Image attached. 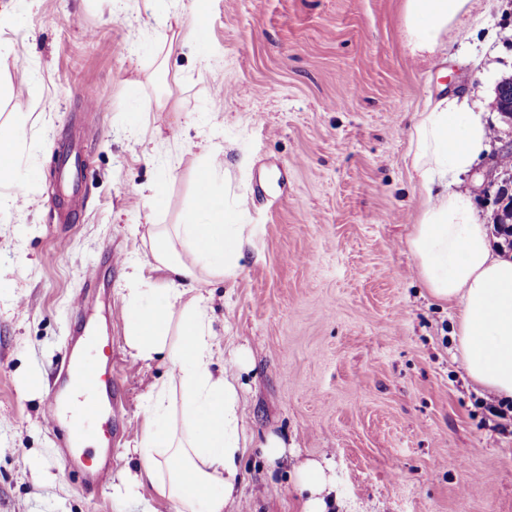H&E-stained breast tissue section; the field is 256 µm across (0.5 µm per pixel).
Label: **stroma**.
Here are the masks:
<instances>
[{
    "instance_id": "1",
    "label": "stroma",
    "mask_w": 512,
    "mask_h": 512,
    "mask_svg": "<svg viewBox=\"0 0 512 512\" xmlns=\"http://www.w3.org/2000/svg\"><path fill=\"white\" fill-rule=\"evenodd\" d=\"M403 4L202 0L198 24L189 0H0L12 58L0 127L24 136L0 188V512L155 506L151 487L115 491L169 371L126 348V261L149 251L146 225L184 222L205 145L223 162L218 190L255 229L236 280L203 289L220 343L251 351L239 512H304L296 470L323 459L336 477L327 512H512V427L485 425L458 307L430 296L407 243L422 202L410 130L451 93L471 96L493 133L460 187L495 222L512 0H481L427 60L403 39ZM65 153L84 165L85 202L62 221ZM92 265L104 287H86ZM80 295L112 342L119 390L112 464L90 491L65 473L46 407ZM270 434L286 462L265 460Z\"/></svg>"
}]
</instances>
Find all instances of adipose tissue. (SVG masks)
<instances>
[{"instance_id": "obj_1", "label": "adipose tissue", "mask_w": 512, "mask_h": 512, "mask_svg": "<svg viewBox=\"0 0 512 512\" xmlns=\"http://www.w3.org/2000/svg\"><path fill=\"white\" fill-rule=\"evenodd\" d=\"M476 0H405L404 39L412 54H435L444 35ZM422 206L408 238L417 274L430 295L460 307L456 336L469 377L488 394L512 398V260L494 253L471 196L448 187L490 148L488 126L464 96H445L419 113L410 132ZM221 164L202 158L197 217L167 227L148 225L150 255L131 263L123 319L132 356L166 358L169 388L152 390L147 421L127 473V492L151 486L174 512H230L240 498L247 448L236 373L215 372L225 351L211 329L197 287L210 277L235 280L253 227L215 188ZM151 267L155 278L142 270Z\"/></svg>"}]
</instances>
